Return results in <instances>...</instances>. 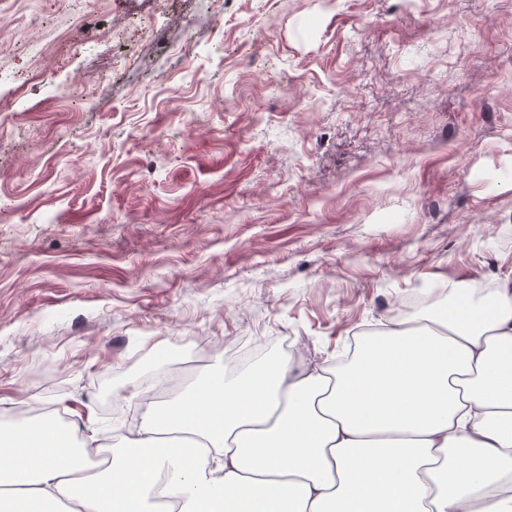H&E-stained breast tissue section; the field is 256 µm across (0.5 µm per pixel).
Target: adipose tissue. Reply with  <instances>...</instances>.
I'll return each mask as SVG.
<instances>
[{"instance_id": "ef3b65f1", "label": "adipose tissue", "mask_w": 512, "mask_h": 512, "mask_svg": "<svg viewBox=\"0 0 512 512\" xmlns=\"http://www.w3.org/2000/svg\"><path fill=\"white\" fill-rule=\"evenodd\" d=\"M400 317L333 373L289 359L151 404L98 469L0 423L10 512H512V281Z\"/></svg>"}]
</instances>
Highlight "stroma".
Returning a JSON list of instances; mask_svg holds the SVG:
<instances>
[{"label":"stroma","mask_w":512,"mask_h":512,"mask_svg":"<svg viewBox=\"0 0 512 512\" xmlns=\"http://www.w3.org/2000/svg\"><path fill=\"white\" fill-rule=\"evenodd\" d=\"M507 276L512 0H0V419Z\"/></svg>","instance_id":"1"}]
</instances>
